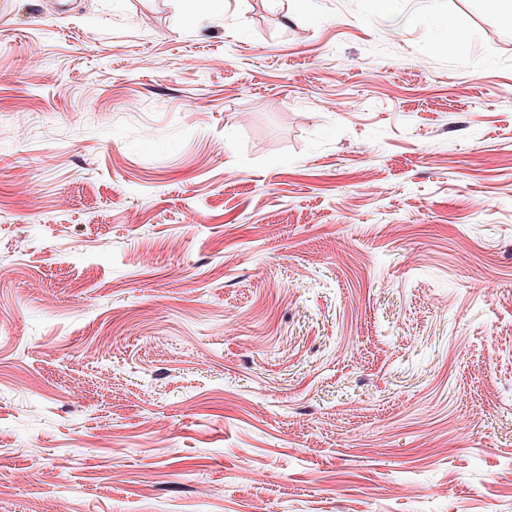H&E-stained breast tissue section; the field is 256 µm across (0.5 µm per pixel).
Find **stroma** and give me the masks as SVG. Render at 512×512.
<instances>
[{"instance_id":"stroma-1","label":"stroma","mask_w":512,"mask_h":512,"mask_svg":"<svg viewBox=\"0 0 512 512\" xmlns=\"http://www.w3.org/2000/svg\"><path fill=\"white\" fill-rule=\"evenodd\" d=\"M63 501L512 512L488 0H0V512Z\"/></svg>"}]
</instances>
